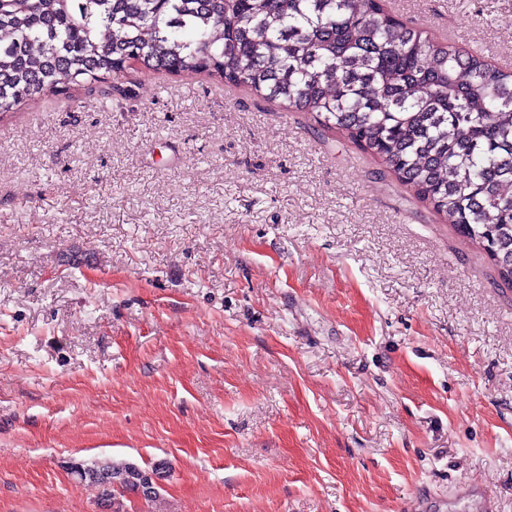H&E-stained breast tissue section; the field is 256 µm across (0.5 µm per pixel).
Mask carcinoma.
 Segmentation results:
<instances>
[{
    "instance_id": "carcinoma-1",
    "label": "carcinoma",
    "mask_w": 512,
    "mask_h": 512,
    "mask_svg": "<svg viewBox=\"0 0 512 512\" xmlns=\"http://www.w3.org/2000/svg\"><path fill=\"white\" fill-rule=\"evenodd\" d=\"M136 62L243 85L337 130L448 217L512 285V70L407 26L382 0H0V112ZM103 512L141 475L80 462Z\"/></svg>"
}]
</instances>
